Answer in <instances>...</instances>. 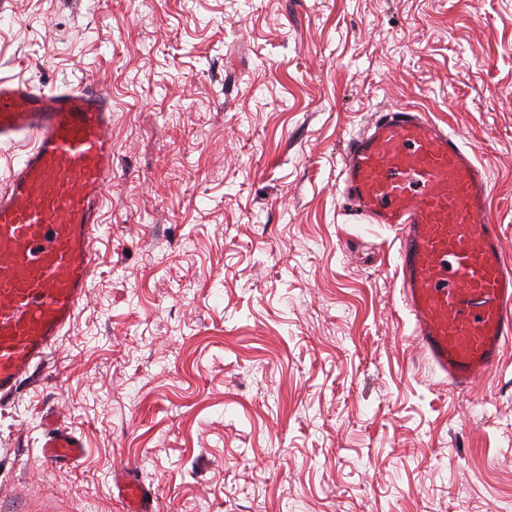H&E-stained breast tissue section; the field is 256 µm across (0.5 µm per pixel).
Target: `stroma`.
Returning <instances> with one entry per match:
<instances>
[{
  "instance_id": "35a3bbf8",
  "label": "stroma",
  "mask_w": 512,
  "mask_h": 512,
  "mask_svg": "<svg viewBox=\"0 0 512 512\" xmlns=\"http://www.w3.org/2000/svg\"><path fill=\"white\" fill-rule=\"evenodd\" d=\"M0 75L95 83L113 144L88 301L0 409V512H124L126 468L156 512H512V344L450 390L338 182L416 108L512 260V0H0ZM41 448L46 464L55 466L62 462L78 463L84 447L74 432L53 429L52 435L43 442Z\"/></svg>"
}]
</instances>
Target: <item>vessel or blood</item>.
<instances>
[{
    "label": "vessel or blood",
    "instance_id": "b4317fda",
    "mask_svg": "<svg viewBox=\"0 0 512 512\" xmlns=\"http://www.w3.org/2000/svg\"><path fill=\"white\" fill-rule=\"evenodd\" d=\"M24 144L0 189V403L47 365L89 295L102 190L112 175V112L90 83L45 88L0 78V146ZM357 216L397 230L396 274L419 349L450 388L471 389L512 342V266L488 203L486 167L455 133L404 107L372 114L342 155ZM46 464L78 463L74 432L53 430ZM127 512L155 493L126 475Z\"/></svg>",
    "mask_w": 512,
    "mask_h": 512
}]
</instances>
